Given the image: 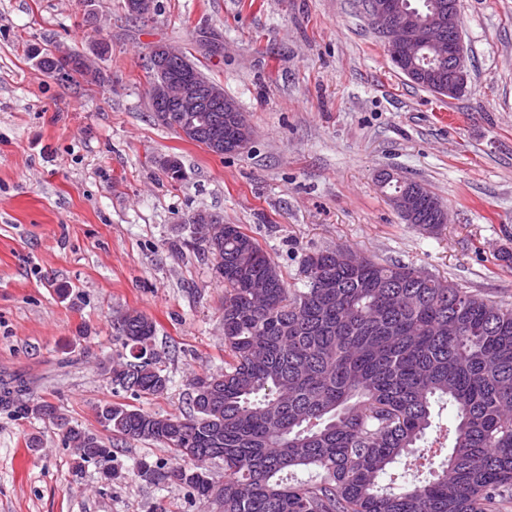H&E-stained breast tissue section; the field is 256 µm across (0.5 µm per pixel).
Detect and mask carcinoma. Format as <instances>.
I'll use <instances>...</instances> for the list:
<instances>
[{"label":"carcinoma","mask_w":512,"mask_h":512,"mask_svg":"<svg viewBox=\"0 0 512 512\" xmlns=\"http://www.w3.org/2000/svg\"><path fill=\"white\" fill-rule=\"evenodd\" d=\"M83 56L45 53L39 69L66 79L89 75ZM443 203L429 188L417 203L430 233ZM224 283V372L188 383L189 415L161 416L105 402V439L72 425L55 405L24 401L23 381L0 388V403L49 420L87 463L118 475L114 442L163 444L168 464L141 461L134 475L178 483L212 512H492L512 498V306L488 301L405 263L382 264L338 246L304 256L305 287H287L260 244L238 224L219 237L193 232ZM156 327L132 311L117 321L123 348L140 358L101 370L113 392L158 397L169 378L156 366ZM455 415L453 446L431 479L396 486L392 465L415 453L433 428L434 409ZM224 461V482L208 461ZM315 472L301 479L297 471ZM388 475L395 488L382 491Z\"/></svg>","instance_id":"obj_1"}]
</instances>
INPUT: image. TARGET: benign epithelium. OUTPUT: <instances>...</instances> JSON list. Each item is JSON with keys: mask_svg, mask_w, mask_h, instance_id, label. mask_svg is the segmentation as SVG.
<instances>
[{"mask_svg": "<svg viewBox=\"0 0 512 512\" xmlns=\"http://www.w3.org/2000/svg\"><path fill=\"white\" fill-rule=\"evenodd\" d=\"M369 18L385 35L386 50L391 60L414 63L424 49L432 53L437 66H448V83L442 89L447 97L459 95L468 77L467 61L461 44L458 16L452 2L439 0L434 14L422 22L413 13L403 9L397 0H369ZM150 102H171L178 112V131L185 139L196 137L205 128L208 142L216 144L222 137L218 122H209L207 112L214 106H224L231 113L230 119L240 128L250 127L244 113L224 95V88L214 82H202L194 70L187 68L175 79L163 77L149 88ZM416 195L397 198L395 208L413 224Z\"/></svg>", "mask_w": 512, "mask_h": 512, "instance_id": "1", "label": "benign epithelium"}]
</instances>
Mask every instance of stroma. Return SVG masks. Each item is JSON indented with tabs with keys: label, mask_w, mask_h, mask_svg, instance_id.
<instances>
[{
	"label": "stroma",
	"mask_w": 512,
	"mask_h": 512,
	"mask_svg": "<svg viewBox=\"0 0 512 512\" xmlns=\"http://www.w3.org/2000/svg\"><path fill=\"white\" fill-rule=\"evenodd\" d=\"M123 3L0 0V379L23 377L27 399L101 433L97 406L129 397L98 363L125 356L116 323L138 311L169 389L137 405L185 415L188 379L225 359L224 286L192 242L198 211L241 225L291 288L306 254L342 246L512 304L499 259L512 251V0H460L468 81L453 99L393 65L365 0H156L147 21ZM160 42L237 101L247 151L219 157L153 120L142 65ZM55 48L102 81L43 74L34 52ZM168 156L182 181L162 171ZM384 170L447 205L441 233L404 223ZM171 456L129 440L120 478L91 463L77 476L52 423L0 407V512H208L182 486L135 477L140 460Z\"/></svg>",
	"instance_id": "obj_1"
}]
</instances>
